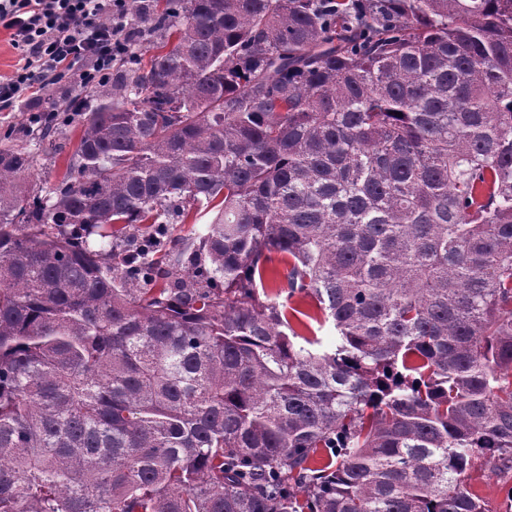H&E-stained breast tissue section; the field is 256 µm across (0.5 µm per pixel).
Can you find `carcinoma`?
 <instances>
[{"label": "carcinoma", "instance_id": "cac0c4a2", "mask_svg": "<svg viewBox=\"0 0 512 512\" xmlns=\"http://www.w3.org/2000/svg\"><path fill=\"white\" fill-rule=\"evenodd\" d=\"M133 9L148 64L38 129L67 177L0 148V512H492L512 0ZM509 486L512 487V473L494 475L481 462H477L471 472L470 489L487 501L493 509L504 510L505 493Z\"/></svg>", "mask_w": 512, "mask_h": 512}]
</instances>
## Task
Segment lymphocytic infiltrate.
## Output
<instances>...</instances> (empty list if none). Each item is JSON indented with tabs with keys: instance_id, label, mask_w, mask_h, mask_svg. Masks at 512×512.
Wrapping results in <instances>:
<instances>
[{
	"instance_id": "lymphocytic-infiltrate-1",
	"label": "lymphocytic infiltrate",
	"mask_w": 512,
	"mask_h": 512,
	"mask_svg": "<svg viewBox=\"0 0 512 512\" xmlns=\"http://www.w3.org/2000/svg\"><path fill=\"white\" fill-rule=\"evenodd\" d=\"M131 0H0V28L16 52L0 77V111H37L38 99L60 84L72 98L107 85L137 40Z\"/></svg>"
}]
</instances>
